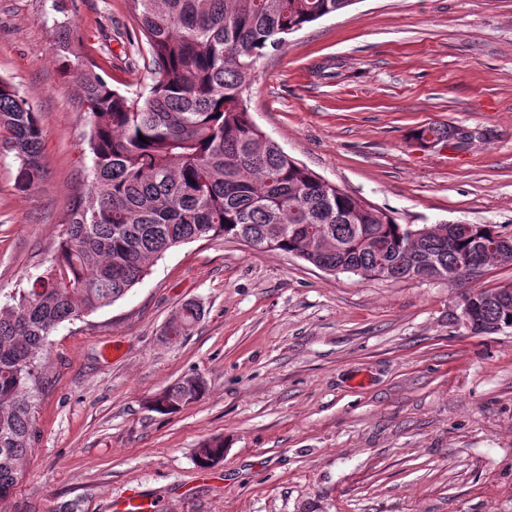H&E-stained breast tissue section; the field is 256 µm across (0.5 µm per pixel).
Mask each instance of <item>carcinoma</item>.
<instances>
[{"label": "carcinoma", "instance_id": "carcinoma-1", "mask_svg": "<svg viewBox=\"0 0 512 512\" xmlns=\"http://www.w3.org/2000/svg\"><path fill=\"white\" fill-rule=\"evenodd\" d=\"M139 36L153 67L147 92L128 97L112 89L98 65L78 53L67 30L52 55L76 75L90 119L93 181L75 200L56 254L0 305V503L23 474L34 435L32 393L38 358L65 321L112 305L149 273L168 250L204 238H241L291 253L329 274L343 268L364 279H413L434 269L457 271L474 250L483 263H502L489 224H445L420 238L381 210L336 193L290 158L251 119L246 104L256 63L282 48L273 41L335 14L353 0H131ZM0 130L18 160L15 187L42 177L38 114L0 78ZM144 140H139V136ZM456 139L457 127L427 125L411 140ZM474 332L512 320V291H483ZM200 318L182 305L165 332L175 340ZM206 390L198 374L181 378L150 401L173 414ZM208 469L224 457L215 438L194 451Z\"/></svg>", "mask_w": 512, "mask_h": 512}]
</instances>
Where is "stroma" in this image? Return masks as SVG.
<instances>
[{
  "mask_svg": "<svg viewBox=\"0 0 512 512\" xmlns=\"http://www.w3.org/2000/svg\"><path fill=\"white\" fill-rule=\"evenodd\" d=\"M68 24L113 88L129 64V0H0V77L38 113L43 177L16 190L0 148V303L50 263L92 178L77 81L53 58ZM252 120L288 155L414 225L512 234V0H355L260 60ZM428 124L472 130L465 151L423 150ZM512 265L443 279L326 273L238 239L168 250L111 306L57 327L40 360L36 431L0 512H110L139 489L158 512H512V328L475 334L468 293ZM188 335L164 332L185 303ZM177 413L148 400L190 374ZM224 440L199 468L194 450ZM195 461L202 469H208L224 457V440L215 438L194 451Z\"/></svg>",
  "mask_w": 512,
  "mask_h": 512,
  "instance_id": "35a3bbf8",
  "label": "stroma"
}]
</instances>
